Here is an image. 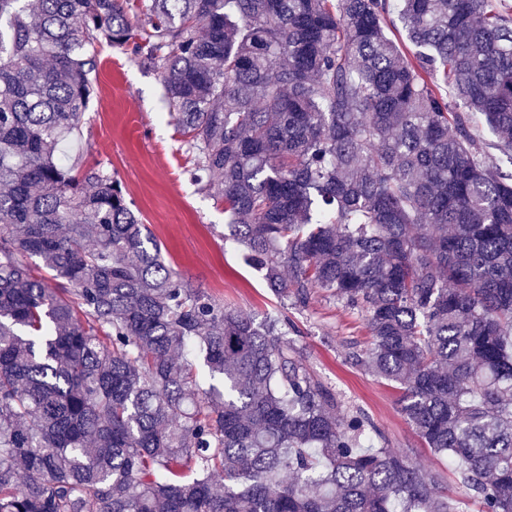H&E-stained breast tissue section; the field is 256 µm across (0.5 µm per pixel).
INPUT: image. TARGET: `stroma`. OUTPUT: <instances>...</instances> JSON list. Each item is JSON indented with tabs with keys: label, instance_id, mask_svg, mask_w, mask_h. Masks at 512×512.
I'll list each match as a JSON object with an SVG mask.
<instances>
[{
	"label": "stroma",
	"instance_id": "1",
	"mask_svg": "<svg viewBox=\"0 0 512 512\" xmlns=\"http://www.w3.org/2000/svg\"><path fill=\"white\" fill-rule=\"evenodd\" d=\"M100 60L96 94L82 127L84 164L100 165L121 181L166 262L182 278L216 302L259 319L286 312L322 380L347 406L371 417L388 447L404 451L421 469L442 471L449 496L457 497L447 459L427 448L403 419L400 390L348 363L350 344L366 340L361 320L319 288L312 289L306 305L283 308L246 265L241 246L225 239L223 204L190 180L192 155L168 122L159 74L142 66L130 49L101 47Z\"/></svg>",
	"mask_w": 512,
	"mask_h": 512
}]
</instances>
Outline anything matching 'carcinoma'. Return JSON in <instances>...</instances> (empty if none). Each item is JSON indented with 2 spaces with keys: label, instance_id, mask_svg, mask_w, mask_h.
Instances as JSON below:
<instances>
[{
  "label": "carcinoma",
  "instance_id": "cac0c4a2",
  "mask_svg": "<svg viewBox=\"0 0 512 512\" xmlns=\"http://www.w3.org/2000/svg\"><path fill=\"white\" fill-rule=\"evenodd\" d=\"M131 42L244 260L361 316L347 361L512 512V173L474 135L512 160L505 0H0V512H462L70 162Z\"/></svg>",
  "mask_w": 512,
  "mask_h": 512
}]
</instances>
